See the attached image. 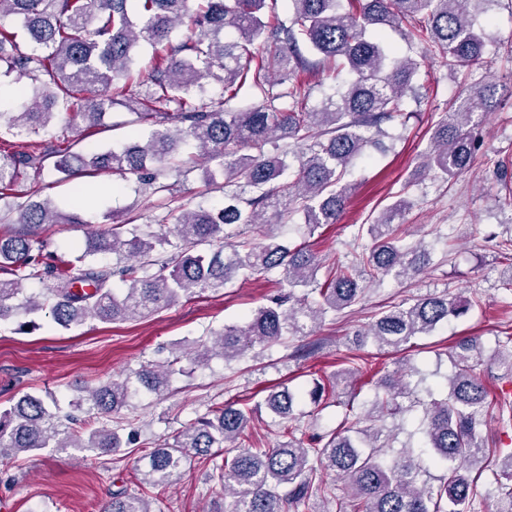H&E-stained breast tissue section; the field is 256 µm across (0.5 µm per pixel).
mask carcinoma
Here are the masks:
<instances>
[{"label":"carcinoma","mask_w":512,"mask_h":512,"mask_svg":"<svg viewBox=\"0 0 512 512\" xmlns=\"http://www.w3.org/2000/svg\"><path fill=\"white\" fill-rule=\"evenodd\" d=\"M290 2L293 16L285 24L276 16H261L265 0H0V16L18 17L31 44L29 51H20L17 33L0 28V64L14 75L16 93L31 97L18 112H0V221L5 222L0 229V322L20 310L46 311L66 329L88 320L142 318L239 276L281 270L287 296L257 308L245 325H226L212 333V341L183 351L193 363L205 365L215 355L232 360L257 345L313 335L327 313L363 299L366 276L403 281L423 273L431 261L428 246L404 244L395 234V225L412 206L406 198L360 226L370 247L351 265L330 268L322 283L317 257L304 247H288L268 230L272 221L264 215L279 223L300 214L311 233L336 223L355 190L348 176L356 161L372 147L383 148L384 125L405 123L406 97L419 100L415 81L427 56L455 73L486 65L474 10L495 0ZM419 15L427 17L425 26L402 30ZM180 27L183 39L175 45L173 33ZM387 29L401 32L408 53L399 55L387 43ZM142 42L164 53H155L151 70L134 76L135 48ZM255 54L260 59L252 67ZM331 62L344 77L311 107L297 74ZM210 79L220 84L221 94L206 102L204 82ZM132 80L142 106L137 122L153 126L160 115L173 128H154L119 152H71L74 138L127 105ZM244 89L259 92L261 103L246 110L228 108ZM493 98L491 85L459 93L448 119L432 131L425 171L446 179L470 166L478 146L474 118L496 108ZM62 115L66 120L54 135L56 143L40 140L27 151L10 150L11 139L45 133ZM185 145L214 164L203 170L206 184L220 176L235 186L224 195V206L183 210L164 234L133 231L124 239L117 224L88 236L73 263L44 261L37 235L47 224H80L81 218L52 198H38L37 184L23 197L6 194L25 169L40 168L49 159L65 180L110 170L154 194H170L188 175L174 163ZM162 168L175 182L159 181ZM234 224L261 230L229 247H209ZM110 255L116 262L106 261ZM116 276L123 287H112ZM31 280L44 288L25 292L23 283ZM471 307L470 300L420 296L381 312L358 333L357 342L369 339L380 349L400 351ZM508 342L511 346L495 351L494 361L509 377L512 336ZM181 356L87 388L64 417L50 401L52 394L21 395L0 411V456L44 448L116 453L122 447L118 432L90 430L91 419L119 411L142 390L164 395ZM452 359L446 397L416 400L423 407L424 447L434 450L431 461L443 469L436 486L422 480L427 468L421 457L408 452L385 459L389 439L374 426L399 413L402 401L413 396L419 370L406 362L377 379L364 411L307 444L291 438L275 448L241 447L238 439L253 411L226 405L137 457L136 471L143 484L170 487L183 480L189 457H211L212 449L222 448L224 463L216 470L225 512L297 510L328 492L318 478L321 469L341 480L353 512H473V466L496 453L483 433L484 413L507 402L489 398L478 372L477 341L460 342ZM300 397L287 387H273L258 406L291 422ZM499 463L495 512H512V452ZM104 512L154 510L145 497L119 489Z\"/></svg>","instance_id":"1"}]
</instances>
